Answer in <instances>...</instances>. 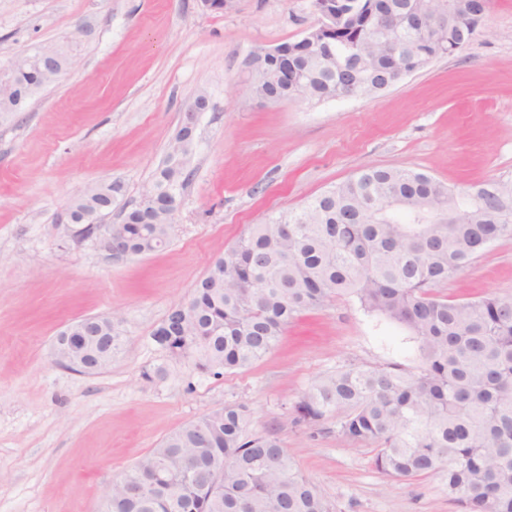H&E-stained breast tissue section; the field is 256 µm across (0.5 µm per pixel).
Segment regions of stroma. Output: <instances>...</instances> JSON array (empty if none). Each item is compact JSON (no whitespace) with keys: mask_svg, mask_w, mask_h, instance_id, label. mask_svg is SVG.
Masks as SVG:
<instances>
[{"mask_svg":"<svg viewBox=\"0 0 512 512\" xmlns=\"http://www.w3.org/2000/svg\"><path fill=\"white\" fill-rule=\"evenodd\" d=\"M312 0H0V70L89 27L76 63L0 120V512H97L124 470L183 424L227 404L274 434L335 512H460L441 474L393 479L364 443L291 407L344 365L416 369L415 340L342 297L304 313L278 346L221 377L151 339L170 308L249 225L295 208L366 166L427 173L453 188L512 181V0H492L479 36L384 91L263 104L248 86L259 47L298 40ZM193 174L168 243L115 259L58 216L87 187L120 180L138 202L198 91ZM451 299L512 295V236L436 289ZM117 315L125 341L85 373L54 361L70 323ZM164 367V378L142 373Z\"/></svg>","mask_w":512,"mask_h":512,"instance_id":"1","label":"stroma"}]
</instances>
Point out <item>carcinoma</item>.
Here are the masks:
<instances>
[{"label": "carcinoma", "instance_id": "carcinoma-1", "mask_svg": "<svg viewBox=\"0 0 512 512\" xmlns=\"http://www.w3.org/2000/svg\"><path fill=\"white\" fill-rule=\"evenodd\" d=\"M402 14L428 20L414 33L387 35L373 19L324 33L352 79L368 91L410 61L450 56L475 39L479 0H395ZM75 43L50 45L60 72L70 69ZM288 82L255 75L250 91L278 102L323 101L341 75L314 50L290 42ZM5 73L10 103L0 119L25 109L54 83L23 60ZM196 135L181 127L140 201L121 207L126 246L143 255L166 245L172 224L163 198L181 194L192 174ZM124 196L119 180L77 192L71 233L97 235ZM474 198L425 174L368 166L302 206L253 224L224 250L188 300L185 318L173 306L152 340L176 359H191L220 377L260 361L299 314L340 296L404 326L418 343L415 371L400 364L340 367L319 378L292 408L293 421L317 427L340 413L338 435L375 446L374 465L395 479L440 470L448 499L466 512H512V296L448 299V282L512 222L484 209L464 218ZM90 350L102 367L122 345L118 318L92 317ZM248 407L226 405L167 436L112 484L101 512H334L318 487L288 458L280 442L249 430Z\"/></svg>", "mask_w": 512, "mask_h": 512}]
</instances>
